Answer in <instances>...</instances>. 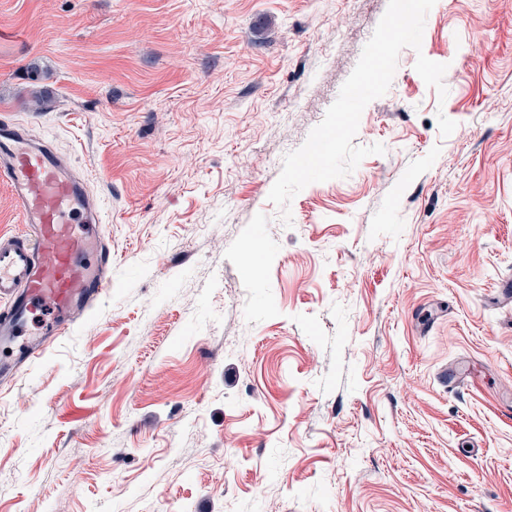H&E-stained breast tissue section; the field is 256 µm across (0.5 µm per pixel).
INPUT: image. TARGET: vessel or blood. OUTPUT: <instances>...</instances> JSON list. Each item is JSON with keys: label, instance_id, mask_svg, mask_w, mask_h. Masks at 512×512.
Wrapping results in <instances>:
<instances>
[{"label": "vessel or blood", "instance_id": "b4317fda", "mask_svg": "<svg viewBox=\"0 0 512 512\" xmlns=\"http://www.w3.org/2000/svg\"><path fill=\"white\" fill-rule=\"evenodd\" d=\"M0 181L24 232L0 235V345L18 346L17 365L41 357L95 301L112 293V256L97 204L69 162L27 126L0 123ZM51 311L46 337L26 339L36 311Z\"/></svg>", "mask_w": 512, "mask_h": 512}]
</instances>
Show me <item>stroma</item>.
Here are the masks:
<instances>
[{
    "label": "stroma",
    "mask_w": 512,
    "mask_h": 512,
    "mask_svg": "<svg viewBox=\"0 0 512 512\" xmlns=\"http://www.w3.org/2000/svg\"><path fill=\"white\" fill-rule=\"evenodd\" d=\"M387 6L0 0V121L112 251L0 385V512H512V0H436L361 115L384 154L268 199Z\"/></svg>",
    "instance_id": "1"
}]
</instances>
